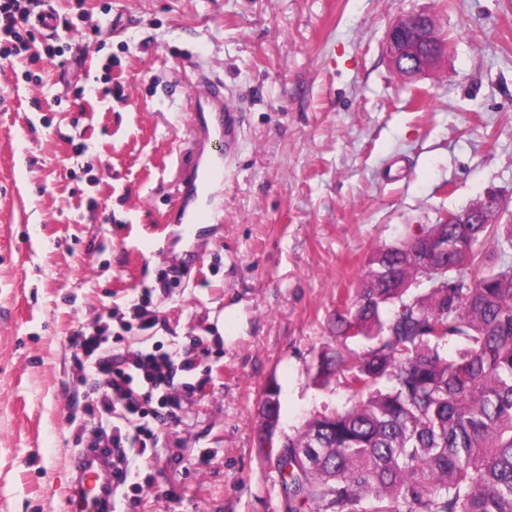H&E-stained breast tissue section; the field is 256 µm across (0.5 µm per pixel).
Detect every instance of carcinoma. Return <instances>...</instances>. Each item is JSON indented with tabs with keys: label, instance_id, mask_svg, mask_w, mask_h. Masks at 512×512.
<instances>
[{
	"label": "carcinoma",
	"instance_id": "1",
	"mask_svg": "<svg viewBox=\"0 0 512 512\" xmlns=\"http://www.w3.org/2000/svg\"><path fill=\"white\" fill-rule=\"evenodd\" d=\"M330 331L312 382L343 379L347 400L283 443L285 512H512V224L374 249ZM279 394L267 384L262 448Z\"/></svg>",
	"mask_w": 512,
	"mask_h": 512
}]
</instances>
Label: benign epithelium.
Listing matches in <instances>:
<instances>
[{
	"mask_svg": "<svg viewBox=\"0 0 512 512\" xmlns=\"http://www.w3.org/2000/svg\"><path fill=\"white\" fill-rule=\"evenodd\" d=\"M387 51L395 70L404 76L432 68L443 51L432 21L422 15L401 17L387 33Z\"/></svg>",
	"mask_w": 512,
	"mask_h": 512,
	"instance_id": "benign-epithelium-1",
	"label": "benign epithelium"
}]
</instances>
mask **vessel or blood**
<instances>
[{
	"mask_svg": "<svg viewBox=\"0 0 512 512\" xmlns=\"http://www.w3.org/2000/svg\"><path fill=\"white\" fill-rule=\"evenodd\" d=\"M192 110L194 124L198 128L207 125L210 112H226L224 136L233 139L237 133L238 120L235 112L226 111L223 96L215 91V82L203 80L196 93ZM224 164L221 160L202 158L192 169L183 172L177 183L179 205L171 221L181 227L182 236L196 240L200 225L213 222V215L192 204L203 197L210 183L223 179ZM76 476L66 501L67 512H112L117 480L113 474L112 451L108 448L82 449L73 461Z\"/></svg>",
	"mask_w": 512,
	"mask_h": 512,
	"instance_id": "b4317fda",
	"label": "vessel or blood"
}]
</instances>
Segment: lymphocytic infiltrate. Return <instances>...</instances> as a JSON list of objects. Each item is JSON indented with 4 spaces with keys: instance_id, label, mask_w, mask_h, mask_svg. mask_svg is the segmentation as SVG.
<instances>
[{
    "instance_id": "1",
    "label": "lymphocytic infiltrate",
    "mask_w": 512,
    "mask_h": 512,
    "mask_svg": "<svg viewBox=\"0 0 512 512\" xmlns=\"http://www.w3.org/2000/svg\"><path fill=\"white\" fill-rule=\"evenodd\" d=\"M36 6V0H0V60L13 61L37 44L29 27L31 17L54 19V12L37 11ZM108 343V337L98 332H80L70 340L78 355L104 376L96 398L102 423L120 412L133 424L127 432L117 426L108 432L101 424L90 434L93 445L105 442L111 446L118 478L123 481L127 478L129 449H146L158 438V423L176 419L183 396L193 389L184 376L196 370L197 364L191 353L175 357L155 347H138L111 356Z\"/></svg>"
}]
</instances>
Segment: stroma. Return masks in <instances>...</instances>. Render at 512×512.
Segmentation results:
<instances>
[{"instance_id":"stroma-1","label":"stroma","mask_w":512,"mask_h":512,"mask_svg":"<svg viewBox=\"0 0 512 512\" xmlns=\"http://www.w3.org/2000/svg\"><path fill=\"white\" fill-rule=\"evenodd\" d=\"M43 6L78 29L63 57L0 63V512H64L100 380L68 341L95 325L115 353L208 351L178 419L130 453L116 512H283L267 383L284 434L344 404L308 370L371 250L491 190L512 214V0ZM405 14L447 43L411 77L386 51ZM203 76L237 109L234 145L192 125ZM199 154L224 161L206 198L221 222L191 244L168 217ZM144 293L141 322L126 304ZM280 389L276 381H271L267 384L264 390V398L262 401V432L260 435V447H265L267 444V435L272 428L271 419L275 415L278 425L280 424V411L281 405L279 400ZM278 425L274 428L277 430Z\"/></svg>"}]
</instances>
